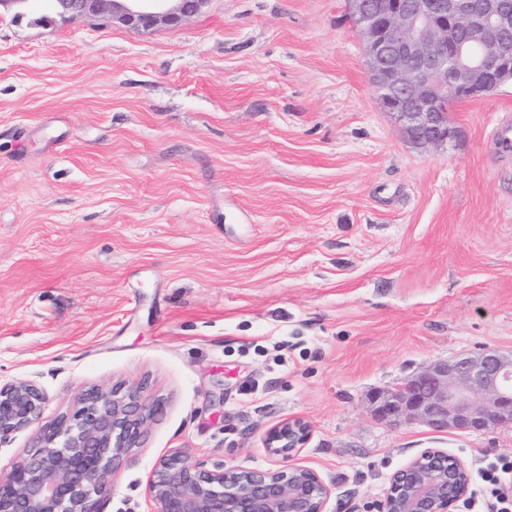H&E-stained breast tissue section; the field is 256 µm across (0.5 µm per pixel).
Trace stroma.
<instances>
[{"instance_id": "stroma-1", "label": "stroma", "mask_w": 512, "mask_h": 512, "mask_svg": "<svg viewBox=\"0 0 512 512\" xmlns=\"http://www.w3.org/2000/svg\"><path fill=\"white\" fill-rule=\"evenodd\" d=\"M0 8V384L33 380L51 420L92 388L163 412L103 512H150L159 457L294 464L327 512H377L427 448L471 473L512 457L484 434L387 426L367 397L431 363L512 354V86L458 101L412 141L369 80L348 0H208L138 30ZM310 435V425L300 419L289 420L270 430L267 447L283 458L296 456L306 444Z\"/></svg>"}]
</instances>
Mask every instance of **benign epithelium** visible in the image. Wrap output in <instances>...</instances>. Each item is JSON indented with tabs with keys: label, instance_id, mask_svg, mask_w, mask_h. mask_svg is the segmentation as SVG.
I'll use <instances>...</instances> for the list:
<instances>
[{
	"label": "benign epithelium",
	"instance_id": "obj_1",
	"mask_svg": "<svg viewBox=\"0 0 512 512\" xmlns=\"http://www.w3.org/2000/svg\"><path fill=\"white\" fill-rule=\"evenodd\" d=\"M208 0H60L89 22L150 29L177 26ZM365 40L370 82L386 111L422 145L448 139V95L489 94L512 84V9L502 0H350ZM46 395L32 380L0 385V443L32 431V449L0 475V512H102L116 469L139 447L164 406L140 388L92 389L80 407L43 420ZM371 415L392 427L486 433L512 425V355L495 348L430 364L407 382L373 392ZM300 419L270 430L284 458L306 444ZM460 458L427 448L396 470L381 512H451L469 492ZM332 485L308 467L208 470L187 450L162 456L146 486L150 512H326Z\"/></svg>",
	"mask_w": 512,
	"mask_h": 512
}]
</instances>
